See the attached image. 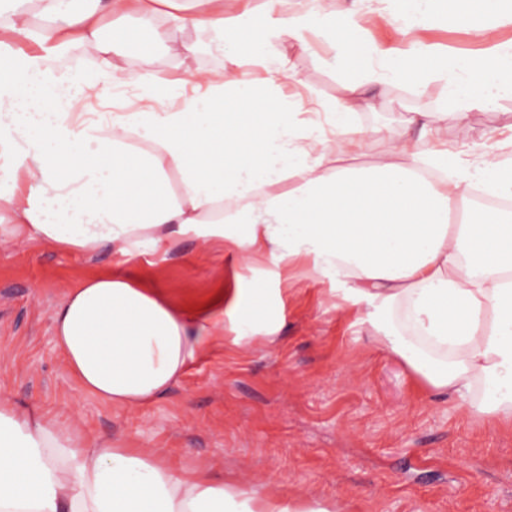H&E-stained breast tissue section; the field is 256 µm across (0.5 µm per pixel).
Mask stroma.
<instances>
[{"instance_id":"35a3bbf8","label":"stroma","mask_w":512,"mask_h":512,"mask_svg":"<svg viewBox=\"0 0 512 512\" xmlns=\"http://www.w3.org/2000/svg\"><path fill=\"white\" fill-rule=\"evenodd\" d=\"M369 8L358 39L406 47L390 18L391 0H371ZM121 31L128 38L112 56L118 73L139 66L146 44L153 69L171 80L224 68L223 55L204 46L182 59L153 45L137 15L104 18V40ZM415 36L451 53L486 50L453 26L433 23ZM274 50L289 60L290 87L303 98L341 97L344 74L322 38L311 37L305 51L289 40ZM445 109L440 83L380 86L375 109L357 114L371 133L366 160L410 113ZM444 139L463 163L486 151L512 162V97L500 99L469 133L449 118ZM123 269L184 305L219 289L232 295L259 273L267 287L282 291V328L272 344L261 336L241 344L223 336L155 402L111 407L76 390L53 345L51 314L64 288ZM327 293V284L304 268L286 280L266 257L249 269L230 247L192 236L127 265L109 250L87 259L13 240L0 245V395L60 415L90 436L159 452L185 472L206 471L273 495L330 499L342 512H512V431L426 389L402 360L357 333L351 316L328 308Z\"/></svg>"}]
</instances>
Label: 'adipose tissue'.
I'll return each instance as SVG.
<instances>
[{"mask_svg": "<svg viewBox=\"0 0 512 512\" xmlns=\"http://www.w3.org/2000/svg\"><path fill=\"white\" fill-rule=\"evenodd\" d=\"M0 32L36 42L23 54L0 41V242L17 238L63 252L112 250L132 261L145 249L192 235L232 244L243 261L265 252L276 266L304 261L329 283L334 309L382 350L403 359L429 390L460 409L512 428V214L473 207L481 186L512 198V168L484 153L468 172L437 148L444 112H416L363 161L367 132L357 108H372L374 86L413 89L436 80L457 109L462 130L504 96L512 97V0H397L403 33L432 22L465 27L491 44L488 56L437 55L417 42L394 52L350 38L364 0L339 8L312 0L292 10L229 11L224 0H175L160 25L158 0H95L68 11L63 0H10ZM137 14L155 41L180 58L200 45L222 53L224 70L172 81L151 69L117 76L101 38L104 16ZM43 20L33 27V16ZM198 29L187 42L178 29ZM335 46L348 77L341 99L316 118L283 97L291 76L272 39L306 35ZM96 63L84 78L58 68L71 46ZM265 69L255 83L242 66ZM136 91L135 111H84L88 91ZM462 206L453 224L449 215ZM279 289L253 278L232 299L216 294L196 306L173 303L160 288L122 274H100L69 288L52 315L56 347L77 388L118 408L160 397L218 336L240 343L277 335ZM486 393L475 397L476 383ZM0 512H339L335 501L281 498L187 474L163 455L89 437L58 417L0 397Z\"/></svg>", "mask_w": 512, "mask_h": 512, "instance_id": "ef3b65f1", "label": "adipose tissue"}]
</instances>
